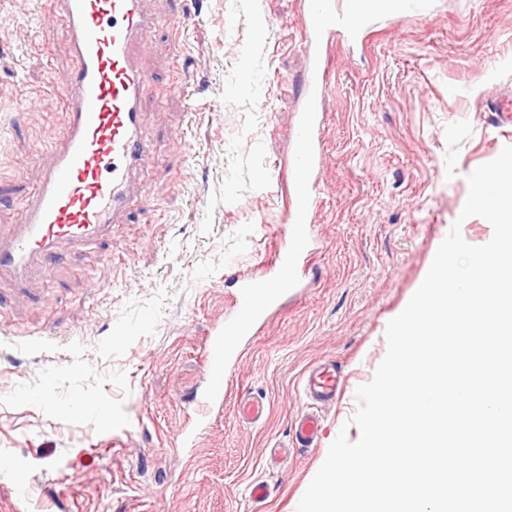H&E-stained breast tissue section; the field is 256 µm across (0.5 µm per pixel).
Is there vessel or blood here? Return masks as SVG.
I'll return each instance as SVG.
<instances>
[{
  "label": "vessel or blood",
  "mask_w": 512,
  "mask_h": 512,
  "mask_svg": "<svg viewBox=\"0 0 512 512\" xmlns=\"http://www.w3.org/2000/svg\"><path fill=\"white\" fill-rule=\"evenodd\" d=\"M148 3L48 0V9L63 19V38L74 62L61 81L67 131L53 146L52 162L38 187L22 201L20 223L7 238H0V278L25 280L37 266H49L58 245L88 244L135 198L134 177L147 170L153 152L141 108L152 78L133 55L134 44L150 38L161 25ZM431 6L432 0H308L304 47L310 68L289 156L288 236L277 246L265 274L240 277L234 315L223 332L209 339L199 415H207L224 399V367L238 354L236 338L265 321L289 290L301 287L311 274L309 226L318 205L314 176L322 161V102L329 87L324 42L333 37L364 40L377 17L424 16ZM340 392L332 364L309 373L304 383L306 397L315 401L335 400ZM321 428L316 415H301L295 439L310 447Z\"/></svg>",
  "instance_id": "vessel-or-blood-1"
}]
</instances>
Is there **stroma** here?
Returning a JSON list of instances; mask_svg holds the SVG:
<instances>
[{"label":"stroma","instance_id":"1","mask_svg":"<svg viewBox=\"0 0 512 512\" xmlns=\"http://www.w3.org/2000/svg\"><path fill=\"white\" fill-rule=\"evenodd\" d=\"M201 2L183 26L179 0H151L164 24L134 48L153 78L147 206L94 245H60L24 286L0 281V512H296L339 432L356 438L355 392L463 209L468 176L512 145L488 109L512 91V0H433L426 16H382L365 43L330 46L318 278L242 337L224 405L199 423L208 338L233 314L238 277L262 273L287 229L277 189L309 65L307 0ZM46 27L62 21L35 0H0L4 233L66 129L58 80L71 60L41 44ZM326 359L343 392L317 446L300 448L301 380ZM76 393L91 409L72 406ZM245 394L268 405L259 423L236 415Z\"/></svg>","mask_w":512,"mask_h":512}]
</instances>
